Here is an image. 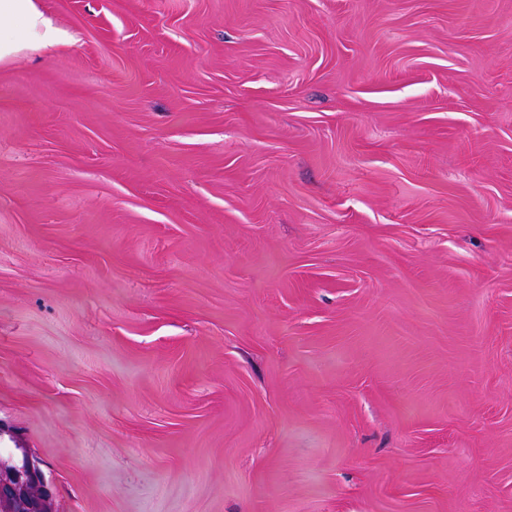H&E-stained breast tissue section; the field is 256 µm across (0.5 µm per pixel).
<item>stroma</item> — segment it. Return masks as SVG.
I'll list each match as a JSON object with an SVG mask.
<instances>
[{"instance_id":"obj_1","label":"stroma","mask_w":512,"mask_h":512,"mask_svg":"<svg viewBox=\"0 0 512 512\" xmlns=\"http://www.w3.org/2000/svg\"><path fill=\"white\" fill-rule=\"evenodd\" d=\"M38 6L0 448L56 512H512V0Z\"/></svg>"}]
</instances>
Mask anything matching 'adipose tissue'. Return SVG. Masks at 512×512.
<instances>
[{
  "label": "adipose tissue",
  "mask_w": 512,
  "mask_h": 512,
  "mask_svg": "<svg viewBox=\"0 0 512 512\" xmlns=\"http://www.w3.org/2000/svg\"><path fill=\"white\" fill-rule=\"evenodd\" d=\"M66 31L56 27L37 0H0V64L18 54L69 45Z\"/></svg>",
  "instance_id": "1"
}]
</instances>
